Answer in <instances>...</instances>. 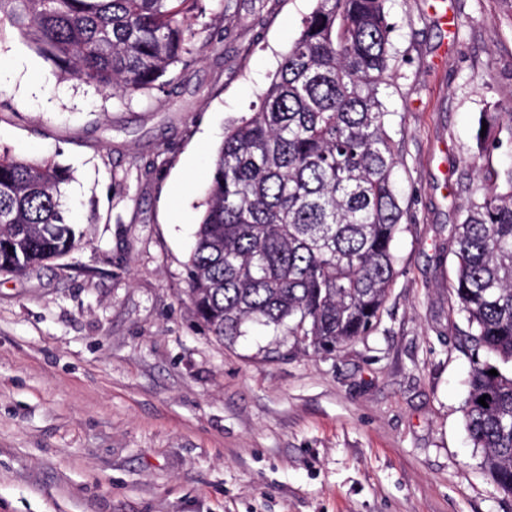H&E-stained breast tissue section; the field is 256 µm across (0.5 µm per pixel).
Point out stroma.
Here are the masks:
<instances>
[{
  "label": "stroma",
  "instance_id": "obj_1",
  "mask_svg": "<svg viewBox=\"0 0 512 512\" xmlns=\"http://www.w3.org/2000/svg\"><path fill=\"white\" fill-rule=\"evenodd\" d=\"M389 0L380 99L405 212L398 275L332 354L249 328L233 346L186 264L230 121L313 0H205L209 50L121 98L0 26V151L70 168L68 256L0 273V512H512L464 426L472 347L450 289L481 113L512 103V0Z\"/></svg>",
  "mask_w": 512,
  "mask_h": 512
}]
</instances>
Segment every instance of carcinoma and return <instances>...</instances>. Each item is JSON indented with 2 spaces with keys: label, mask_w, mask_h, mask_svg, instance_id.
I'll list each match as a JSON object with an SVG mask.
<instances>
[{
  "label": "carcinoma",
  "mask_w": 512,
  "mask_h": 512,
  "mask_svg": "<svg viewBox=\"0 0 512 512\" xmlns=\"http://www.w3.org/2000/svg\"><path fill=\"white\" fill-rule=\"evenodd\" d=\"M388 0H315L258 106L231 124L213 159L187 264L188 299L226 344L259 323L283 327L300 351L331 354L377 324L396 276L392 243L404 211L397 145L379 98L391 79ZM203 0H0L59 72L114 96L172 82L208 49L190 18ZM477 178L455 225L450 288L475 359L464 418L482 467L512 495V107L484 112ZM70 169L51 157L0 153V272L24 274L81 241L65 220ZM495 369L498 375L488 371ZM486 397L487 406L478 403Z\"/></svg>",
  "instance_id": "obj_1"
}]
</instances>
